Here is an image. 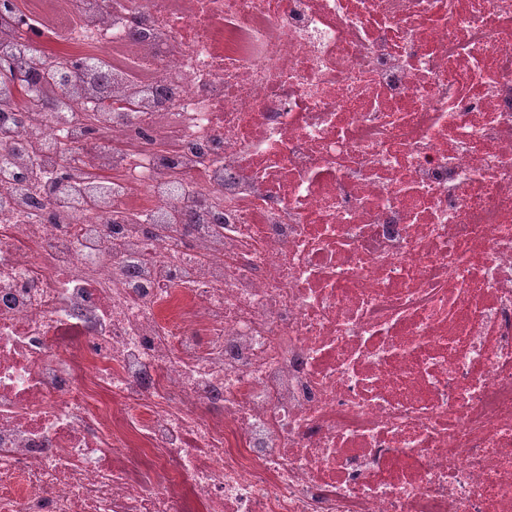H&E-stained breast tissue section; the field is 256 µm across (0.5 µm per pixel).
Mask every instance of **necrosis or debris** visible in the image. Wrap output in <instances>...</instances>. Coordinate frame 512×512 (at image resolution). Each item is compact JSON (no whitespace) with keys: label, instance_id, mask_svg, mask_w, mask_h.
I'll list each match as a JSON object with an SVG mask.
<instances>
[{"label":"necrosis or debris","instance_id":"1","mask_svg":"<svg viewBox=\"0 0 512 512\" xmlns=\"http://www.w3.org/2000/svg\"><path fill=\"white\" fill-rule=\"evenodd\" d=\"M18 9L0 512H512V0ZM60 68L62 67H54L50 64L46 65L45 63H41L38 67H28V70L22 72L18 78L19 95L21 97L27 96L30 84L37 85L43 83L46 87V95L42 100V104L43 107H46L52 97L49 90L53 86H56L55 81Z\"/></svg>","mask_w":512,"mask_h":512}]
</instances>
